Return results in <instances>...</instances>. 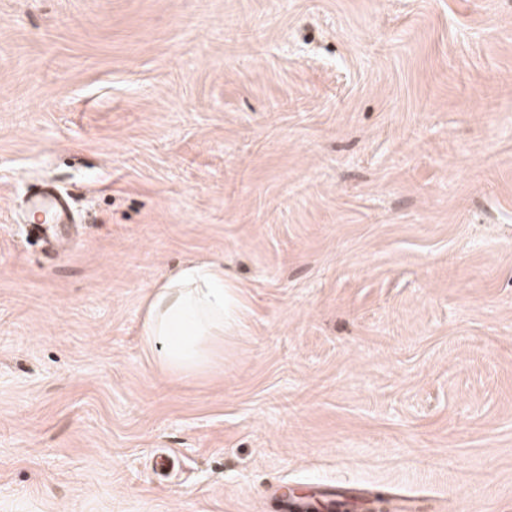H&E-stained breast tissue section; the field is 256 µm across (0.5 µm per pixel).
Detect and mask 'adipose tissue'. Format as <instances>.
<instances>
[{"label":"adipose tissue","instance_id":"1","mask_svg":"<svg viewBox=\"0 0 512 512\" xmlns=\"http://www.w3.org/2000/svg\"><path fill=\"white\" fill-rule=\"evenodd\" d=\"M243 325L241 290L223 266L187 263L155 285L140 336L166 376L184 377L212 366L224 335Z\"/></svg>","mask_w":512,"mask_h":512}]
</instances>
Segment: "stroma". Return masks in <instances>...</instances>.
Instances as JSON below:
<instances>
[{
	"instance_id": "obj_1",
	"label": "stroma",
	"mask_w": 512,
	"mask_h": 512,
	"mask_svg": "<svg viewBox=\"0 0 512 512\" xmlns=\"http://www.w3.org/2000/svg\"><path fill=\"white\" fill-rule=\"evenodd\" d=\"M189 261L246 327L171 378L140 328ZM284 481L512 512V0H0V512ZM29 222L33 229L52 230L53 235L61 236L67 227L66 205L55 192L54 188L47 187L39 191L30 205ZM49 217L46 218L45 215Z\"/></svg>"
}]
</instances>
